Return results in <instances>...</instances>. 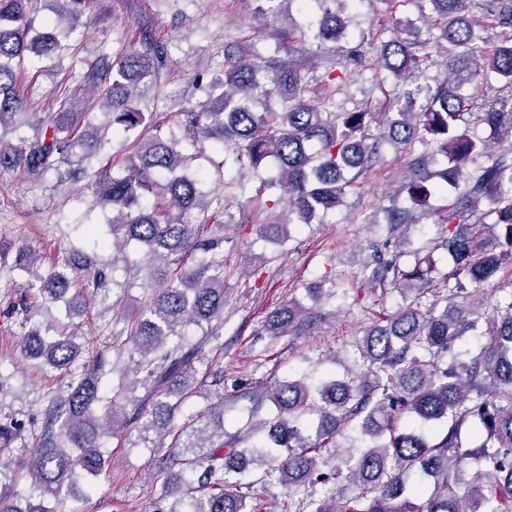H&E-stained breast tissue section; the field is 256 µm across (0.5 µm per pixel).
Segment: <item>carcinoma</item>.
Instances as JSON below:
<instances>
[{
    "instance_id": "cac0c4a2",
    "label": "carcinoma",
    "mask_w": 512,
    "mask_h": 512,
    "mask_svg": "<svg viewBox=\"0 0 512 512\" xmlns=\"http://www.w3.org/2000/svg\"><path fill=\"white\" fill-rule=\"evenodd\" d=\"M53 2L55 19L41 29L31 0H0V128L27 124L20 70L32 54L61 52L55 30L79 21L90 4ZM328 2L316 0L321 15L313 38L322 46L339 43L348 27ZM423 2L430 6L422 18L436 29L445 77L434 89L425 83L424 60L416 54L420 28L411 20L394 23L389 39L373 50L383 70L411 79V86L386 112H338L332 100L313 104L295 66L280 69L260 56L225 58L209 84L217 98L180 113L187 135L214 140L238 165V178L213 198L189 171L191 156L181 140L171 130L162 132V124L135 104L140 82L164 65L161 47L131 50L82 76L79 91L101 100L103 119L93 134L79 126L82 113L57 112L44 138L16 146L0 136L1 172L22 168L40 178L75 162L86 176L110 131L127 136L153 128L124 159L125 175L97 171L92 186L95 204L112 207V246L120 252L134 240L146 247V279L161 284L140 310L127 315L128 379L106 395L105 357L71 372L82 344L66 333L45 340L43 324L35 320L41 309L60 301L69 316L87 315L84 289L73 287L82 275L72 279L45 270L43 256L0 242V270L13 251L14 266L37 270L40 282L34 297L41 303L25 295L18 303L32 320L21 341L24 356L69 375L66 394L45 410L30 458L21 464L39 503L14 506L7 482L13 468L0 461V512H69L75 484L86 481L91 493L95 487L88 479L111 477L105 439L120 436L133 448L156 447L166 435L173 437L174 451L150 470V483L161 487L150 512H263L264 494L277 486L285 490L283 512H512V297L483 307L470 302L466 288L493 278L512 286V161L506 152L489 165L476 164L486 145L469 134L471 125L487 124L511 138L512 98L485 112L466 93L490 72L512 87V33L491 46L486 39L491 29L512 28V0H491L482 17L470 12L472 0ZM373 120L409 156L403 191L412 205H424L434 191L424 173L434 152L447 159L439 172L444 185L462 203L476 207L487 201L492 221H471L473 211L464 206L443 216L442 246L452 259L443 280L455 284L442 299L431 289L430 255L406 238L410 270L376 252L372 268L360 276L328 289L308 288L312 306L294 298L271 312L266 326L274 335H297L312 321L313 307L351 290L387 282L402 297L385 323H373L356 340L360 370L319 380L285 377L245 394L258 404L270 401L275 415L256 423L262 437L243 446L224 434L223 380L208 365L198 368L206 347L224 350L218 343L224 327V237L208 234V223L192 224L188 217L197 208L212 211L213 218L223 215L227 201L245 195L248 176L261 178L273 159L278 179H265L263 186L288 194V217L260 225V234L278 240L289 224L323 223L358 178L380 162L368 134ZM412 221L410 209H387L391 230ZM481 321L484 342L445 361L451 345ZM191 327L203 336L189 338ZM207 382L213 386L210 407L182 414ZM19 429L18 421L0 418V447H9ZM347 430L358 434L361 445L336 443ZM250 469L260 477H231ZM341 477L353 495L342 488L322 494Z\"/></svg>"
}]
</instances>
